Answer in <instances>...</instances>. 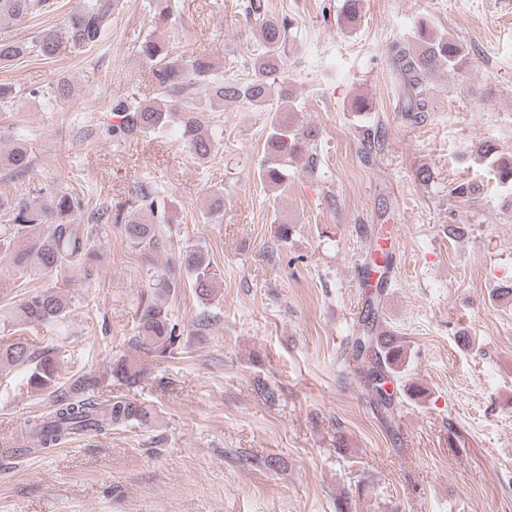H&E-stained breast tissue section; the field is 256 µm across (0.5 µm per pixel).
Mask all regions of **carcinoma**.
Listing matches in <instances>:
<instances>
[{
  "label": "carcinoma",
  "mask_w": 512,
  "mask_h": 512,
  "mask_svg": "<svg viewBox=\"0 0 512 512\" xmlns=\"http://www.w3.org/2000/svg\"><path fill=\"white\" fill-rule=\"evenodd\" d=\"M57 0H0V19L24 25L32 18L56 10ZM121 9L120 0H79L78 7L67 17L64 27L44 29L28 42L10 37L0 38V64L12 63L35 55L53 58L61 45L70 51L85 53L100 44L112 25V14ZM244 17L255 30L260 52L254 58L251 72L245 78H230L216 72L202 57L183 63L154 40L140 45L139 54L152 66L156 95L144 103L136 99L117 100L112 110L123 113V124L112 129V137L129 134H150L161 129L173 113H182L181 130L194 158L206 162L215 156L221 139L208 131L200 114L224 105L226 101L243 100L257 110L268 108L274 95H283L285 83L283 57L286 56L288 31L292 19L286 15L267 16L263 0H248ZM414 40L397 41L388 49L391 73L397 91L398 111L413 124L423 121L429 111L428 91L433 79L443 71H454L463 60V46L445 32H439L426 21H419ZM205 84L210 91L209 107L196 99V86ZM318 137L316 130L294 126L278 115L271 118L265 139L263 160L259 169L261 180L279 185L284 182L288 163L307 155V164L317 162L311 153ZM477 155L489 162L499 184L512 188V158L505 160L497 146L486 141L478 146ZM0 163L18 172L31 165V155L23 145L12 148ZM81 208L80 198L70 191H50L42 203L32 205L25 200L0 199V214L5 225L0 232V258L6 259L19 278L29 283L44 279L64 268H79L91 276L89 261L98 258L96 238L99 224H77L73 214ZM224 212V192L216 190L209 196L205 216L215 220ZM127 241L150 253L158 245L156 225L132 219L121 225ZM208 251L190 248L171 260L167 271L156 283L163 293L183 288L181 272L197 296L206 298L213 292L215 272ZM383 289L376 288L368 296L369 309L358 336L354 338V362L365 385L376 396L386 416H392L394 403L384 389L387 380L401 372L404 345L400 338L382 327H375V309L382 302ZM68 312L67 298L50 290H35L14 312L17 325L27 330L57 321ZM182 333L171 321L163 305L148 303L139 312L138 335L134 344L147 354L169 358L178 352ZM0 365L25 366L27 385L38 392L50 391L53 409L44 417L27 421L35 448H56L86 433L107 434L117 426L146 425L153 419L148 407L124 397L107 404L51 389L56 381L58 362L49 354L37 353L29 342L17 338L0 345ZM143 371L127 359L112 363V376L129 385L137 383Z\"/></svg>",
  "instance_id": "1"
}]
</instances>
